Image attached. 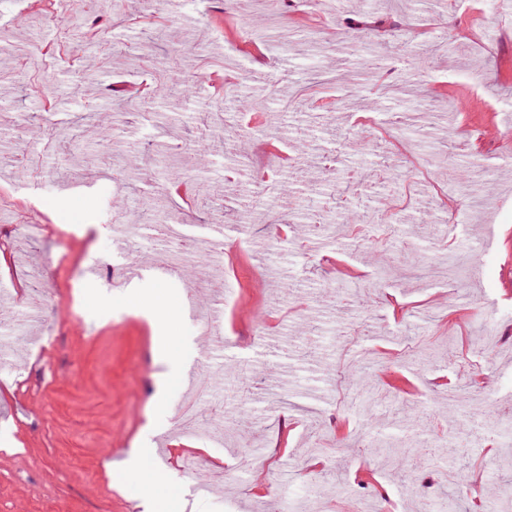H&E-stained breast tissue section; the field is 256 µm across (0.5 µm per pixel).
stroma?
<instances>
[{
  "label": "stroma",
  "instance_id": "obj_1",
  "mask_svg": "<svg viewBox=\"0 0 512 512\" xmlns=\"http://www.w3.org/2000/svg\"><path fill=\"white\" fill-rule=\"evenodd\" d=\"M180 0L155 14L167 29L152 43L141 23L143 0H112L110 11L74 14L64 0L38 12L0 0V28L18 46L0 58L7 79L0 98V512H143L141 476H150L164 512L180 502L194 512H297L320 494L324 512H384L396 497L439 512L445 490L463 476L461 512H493L504 434L512 426V296L501 279L512 229V11L497 0ZM229 8L251 35L260 19H304L310 37L269 43L247 58L225 42L211 17ZM85 22L83 41H65V22ZM371 36L359 39V27ZM382 55L377 74L348 110L326 112L335 89L321 81L359 58ZM169 67L187 87L182 96L116 105L110 86L138 83ZM257 69L275 87L246 79ZM427 84L404 95L414 72ZM237 87L239 106L223 131L206 121L223 98L214 75ZM54 79L64 92L46 103L40 86ZM88 79L73 97L70 85ZM445 83L472 104L418 118L416 103ZM276 110L295 151L271 154L269 132L251 119L257 104ZM80 118L77 138L46 145L38 123L23 114ZM205 140L203 159L187 167L198 188L192 203L167 176L180 155ZM458 162L441 165L448 145ZM104 153L106 164L73 170L71 158ZM286 182L284 193L256 206V184ZM50 194L28 195V184ZM156 218L185 224L184 268H163V243L143 234L136 216L146 199ZM389 211L391 224L337 225L352 204ZM447 205L453 224L431 223ZM121 213V224L112 216ZM223 223L224 251L210 256L211 285L195 286L207 227ZM338 253L354 271L346 289L340 270L324 265ZM138 273L111 287L98 256ZM467 261L464 277L438 284L436 258ZM390 269L375 279L374 261ZM224 324L202 336L216 304ZM161 328L187 370L160 385L153 352ZM452 337L453 347L443 346ZM496 339L490 372L461 366L484 337ZM382 360L368 373L371 415L351 404L348 349ZM434 348L433 365L416 364ZM249 357L242 381L235 361ZM206 392L198 410L201 447L217 478L200 496L183 456L150 453L138 475L114 470L138 447L146 427L180 439L176 417L190 388ZM239 416L234 441L217 434ZM424 432L403 473L389 469L378 437ZM125 445L113 454V442ZM343 491H336L335 477Z\"/></svg>",
  "mask_w": 512,
  "mask_h": 512
}]
</instances>
